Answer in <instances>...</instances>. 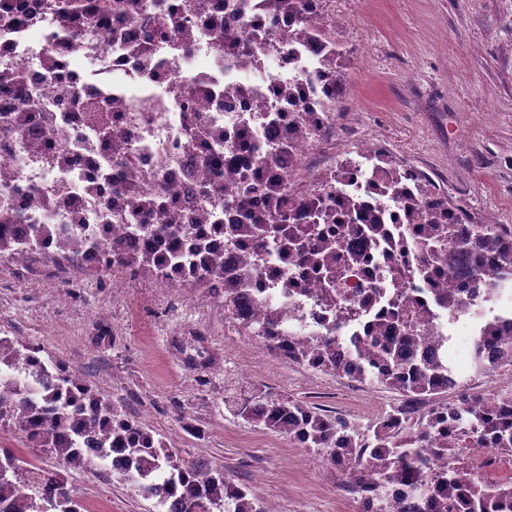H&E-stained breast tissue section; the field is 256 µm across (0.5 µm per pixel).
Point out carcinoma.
<instances>
[{"label":"carcinoma","instance_id":"obj_1","mask_svg":"<svg viewBox=\"0 0 512 512\" xmlns=\"http://www.w3.org/2000/svg\"><path fill=\"white\" fill-rule=\"evenodd\" d=\"M307 0H263L266 16L287 14L298 26L290 39L310 49L317 57V72L328 78V98L319 101L325 112H334L345 90L342 62L345 59L325 18L307 14ZM84 0H62L61 18L77 19L87 11ZM278 50L271 28H259L240 37L224 35V54L250 57L254 43ZM316 90L288 83L279 90L286 110L273 120L288 118L304 122L298 103ZM233 145L251 162L262 166L275 157L259 151L256 135L243 129L232 135ZM335 188L325 194L286 193V183L271 176L257 185L251 168L240 171L237 193L224 207L236 212L226 236L251 241L257 252L288 250V241L304 240L300 249L315 267L328 266L343 246L344 236H357L365 225L372 238L386 237L383 214L386 200L399 208L401 224L415 226L414 235L401 242L420 257L418 278L431 282L447 272L441 287L433 289L438 305L453 310L461 304V291L494 303L503 284L512 280V224H481L458 207L424 172L402 165L383 150L362 162L346 157L333 171ZM261 187L266 208L252 204ZM295 225L293 234L281 229ZM311 224L336 225V237L311 241ZM172 245L156 258L148 252L122 257L114 248H103V234L85 224L63 233L55 224H30L21 233L0 224V261L16 253H42L49 242L56 255L77 260L87 249L116 258L133 273L162 272L170 265L190 270L199 283L224 281V317L234 319V309L244 298L242 278L224 280V256L210 242L200 240L191 249L181 239L193 236V225L172 224ZM501 258V265L485 272L484 258ZM375 337L284 336L289 357L300 365L331 372L351 381L375 379L397 390L409 403L431 399L459 384L461 374L446 354L423 352L429 322L419 310L418 299L397 297L380 314ZM288 321V310L271 304L265 312L240 323L250 335L266 338L274 322ZM504 327L501 316L477 323L479 343L499 342ZM31 343L0 337V425L21 432L32 448H44L55 460L73 470H110L103 462L120 456L126 468L119 473L146 498L162 505L177 499L182 512H265L247 491L224 473L201 461L182 463L173 449L154 438L140 421L105 399L86 380L70 370L60 358L46 360ZM238 415L267 430L286 435L307 448L322 450V461L346 475L345 491L359 503L360 512H512V480L503 478L489 487L478 485L456 466L455 456L478 437L503 457H512V391L493 395L459 394L454 404L434 406L413 423L386 417L369 436L349 429L346 422L297 400L263 396L238 408ZM0 512H84L85 505L67 487L60 472L45 467L30 468L19 451L0 448Z\"/></svg>","mask_w":512,"mask_h":512}]
</instances>
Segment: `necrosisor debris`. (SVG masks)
Segmentation results:
<instances>
[{
  "label": "necrosis or debris",
  "mask_w": 512,
  "mask_h": 512,
  "mask_svg": "<svg viewBox=\"0 0 512 512\" xmlns=\"http://www.w3.org/2000/svg\"><path fill=\"white\" fill-rule=\"evenodd\" d=\"M0 12V219L27 224L107 225L124 250L167 251L168 223L192 224L209 232L212 212L223 223L235 218L223 195L203 199L202 187L232 185L241 166L233 147L202 146L200 129L216 133L239 127L260 130L266 144L290 143L297 155L336 147V116L306 107L311 133L297 134L272 123L269 110L281 86L315 71L313 52H269L251 62L226 60L218 33L253 29L263 22L262 0H248L240 14L225 0H161L152 12L138 0L95 12L76 22L57 18L58 0H20ZM171 29L160 38V23ZM252 94H235L239 84ZM205 104L203 121L187 110V99ZM149 206L148 234L129 232L123 216ZM224 276L251 271L248 300L240 319L252 318L263 301L285 307L288 327L305 336L337 325L335 307L317 289L328 275L296 250L256 255L244 241L218 239ZM482 300L466 299L456 312L437 310L429 346L474 337ZM459 464L482 484L512 472L499 449L480 443L464 449Z\"/></svg>",
  "instance_id": "1"
}]
</instances>
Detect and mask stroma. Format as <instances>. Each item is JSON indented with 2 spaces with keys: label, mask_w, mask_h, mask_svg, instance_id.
Wrapping results in <instances>:
<instances>
[{
  "label": "stroma",
  "mask_w": 512,
  "mask_h": 512,
  "mask_svg": "<svg viewBox=\"0 0 512 512\" xmlns=\"http://www.w3.org/2000/svg\"><path fill=\"white\" fill-rule=\"evenodd\" d=\"M347 58L336 156L351 136L383 142L482 224H512V0H322ZM65 260L0 262V336L64 358L106 399L185 460L201 459L281 512H359L313 448L254 425L237 404L283 395L351 417L368 432L398 391L278 360L203 288L142 273L61 283ZM92 512H158L117 476L68 470Z\"/></svg>",
  "instance_id": "35a3bbf8"
}]
</instances>
